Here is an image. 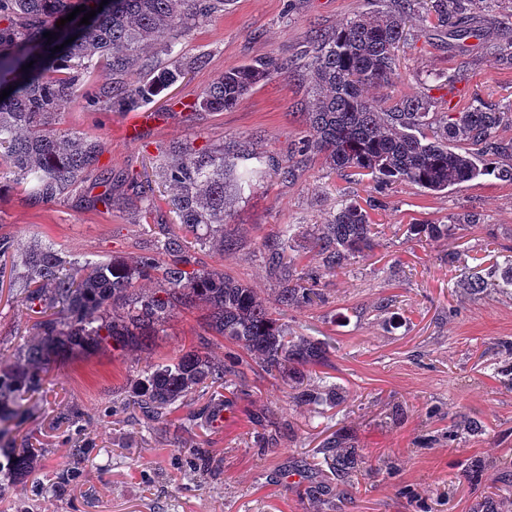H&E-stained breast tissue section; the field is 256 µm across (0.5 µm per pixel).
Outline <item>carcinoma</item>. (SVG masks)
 Instances as JSON below:
<instances>
[{"label": "carcinoma", "instance_id": "carcinoma-1", "mask_svg": "<svg viewBox=\"0 0 512 512\" xmlns=\"http://www.w3.org/2000/svg\"><path fill=\"white\" fill-rule=\"evenodd\" d=\"M0 0V193L15 190L31 207L54 202L87 187L81 201L112 210L122 202L135 204L142 218L155 209L143 182L112 173L100 165L105 144L97 137L57 127L62 104L81 102L92 112H130L150 102L185 75L180 66L158 67L141 52L173 32H184L188 21L204 23L224 0ZM438 22L466 9L480 10L490 0H430ZM96 11L89 24L84 13L57 28L75 8ZM410 0H393L375 15L360 13L334 33L315 38L306 77L312 93L306 113L308 134L285 159L268 165L284 178L293 175L301 158L321 154L337 170L352 169L370 177L376 189L398 182L428 192L493 175L512 181V145L499 129L512 124V111L493 105H472L462 112H432L423 98H407L391 107L367 99L363 88L385 82L396 69ZM53 33L54 39L43 37ZM71 43L64 44V41ZM64 48L52 52L54 47ZM491 54L512 68V39L496 42ZM32 67H26V64ZM282 69L274 59L226 71L206 88L192 111L231 109L258 84ZM246 144L198 148L194 142L173 147L171 157L157 166L161 182L174 191L171 206L179 220L155 248L129 259L85 262L66 258L53 243L39 239L21 247L0 233V276H9V293L35 314L25 341L0 366V479L15 487L45 458L48 448H17L11 424L29 415L27 402L46 397L47 374L69 357L108 348L136 352L177 310L209 311L205 332L236 348L225 359L201 347L181 349L151 364L127 385L125 409L148 421H166L176 410L204 396L196 415L213 418L225 390L243 391L246 371L258 370L274 380L291 381L298 405H334L336 386L310 384L316 368L328 365L334 345L327 339L297 334L288 325V311L328 302L321 275H289L296 231L283 225L276 241L263 245L269 269L283 281L273 299L233 276L201 261L191 249V235L201 247L229 251L236 239L226 224V198L242 195L263 180L262 167H240L250 159ZM99 193H93L95 189ZM462 218L447 224L425 221L408 225L412 239L429 241L455 234ZM381 230L356 202H346L323 224H315L312 240L322 256L324 272L334 276L350 261L379 245ZM474 294L490 288H512V263L487 275L465 280ZM479 430L464 419L448 430V441ZM76 466L58 471L49 492L76 485L84 477V449L73 448ZM317 454L346 494L355 484L358 461L348 438L333 433ZM330 484L314 480L305 489L308 501L324 502Z\"/></svg>", "mask_w": 512, "mask_h": 512}]
</instances>
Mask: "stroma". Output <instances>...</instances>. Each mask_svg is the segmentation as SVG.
Listing matches in <instances>:
<instances>
[{
  "label": "stroma",
  "instance_id": "35a3bbf8",
  "mask_svg": "<svg viewBox=\"0 0 512 512\" xmlns=\"http://www.w3.org/2000/svg\"><path fill=\"white\" fill-rule=\"evenodd\" d=\"M388 3L224 0L216 18L177 36L171 58L188 71L142 107L147 121L136 141L125 138L130 112H90L74 103L57 117L60 128L101 137L100 162L114 173H149L154 226L131 208L84 209L66 197L32 208L7 193L0 196V231L21 245L49 240L82 262L150 250L162 225L177 221L170 192L154 175L158 151L186 141L200 147L246 141L261 158H284L307 131L310 32L332 33L355 14ZM479 29V36L457 41L447 28L407 22L394 75L369 87L368 97L388 106L425 95L436 112L462 111L479 100L512 106V69L497 66L488 51L508 32L488 15ZM270 56L287 62V69L232 109L186 117L184 103L224 71ZM373 199L382 203L371 212L383 227L378 246L336 276H323L328 304L288 314L298 332L335 342L330 366L319 373L340 388L339 405L321 411L294 405L289 387L251 373L247 394L225 406L222 426L193 419V404L167 422L137 419L123 408L128 381L199 342L204 310L179 312L148 350L97 351L51 371L46 401L15 432L48 454L24 495L0 487V512H17L21 504L27 512H477L491 485L503 489L496 512H512V386L498 371L512 364L506 347L512 295H474L459 285L464 270L484 273L512 260V182L484 176L439 193L402 182L380 194L370 177L332 171L311 154L294 178L271 174L233 198L227 221L237 247L207 253L204 260L271 294L281 282L262 257L264 241L282 225H297L300 259L293 273L320 270L311 225L325 223L344 202L365 206ZM461 212L475 215L476 225L437 242L407 236L413 221L445 222ZM387 297L393 303L384 311L380 303ZM30 324L25 309L0 300V363L24 342ZM69 409L79 414L76 424L58 422ZM262 410L267 416L260 422ZM463 415L480 422L481 431L449 441V427ZM339 429L356 448L359 491L347 500L329 498L316 511L299 472L314 464L319 443ZM263 432L276 435L275 446L256 444ZM76 446L88 450L85 479L64 494H44L43 485L70 464ZM187 447L195 456L216 458L194 482L185 476Z\"/></svg>",
  "mask_w": 512,
  "mask_h": 512
}]
</instances>
